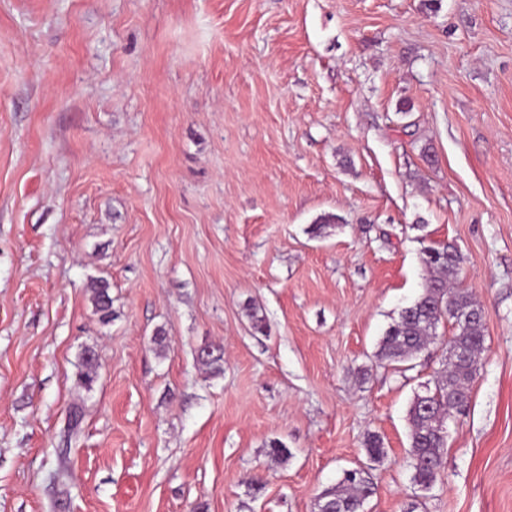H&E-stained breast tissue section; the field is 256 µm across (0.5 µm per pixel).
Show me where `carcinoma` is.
<instances>
[{"mask_svg": "<svg viewBox=\"0 0 512 512\" xmlns=\"http://www.w3.org/2000/svg\"><path fill=\"white\" fill-rule=\"evenodd\" d=\"M422 262L430 272L424 292L403 308L398 319L387 329L379 342L378 361L398 367L425 351L432 343L434 331L448 309L461 316L480 313L473 294L465 288L448 287V277L456 276L463 257L452 243H441L423 251ZM93 303L99 320L112 319V297L109 284L97 280L92 284ZM453 350L445 373L436 377L434 390L417 396L409 410L410 465L412 481L422 487L432 486L443 466L446 437L438 433L436 415H448L466 407L470 400V384L476 374L480 355L484 351V329L480 318L455 325ZM94 352L84 350L78 365L77 379L89 390L98 375ZM365 451L373 461H381L385 451L380 438L368 436ZM375 493V486L361 469L344 472L335 487L325 491L315 504L316 512H363L364 504Z\"/></svg>", "mask_w": 512, "mask_h": 512, "instance_id": "1", "label": "carcinoma"}]
</instances>
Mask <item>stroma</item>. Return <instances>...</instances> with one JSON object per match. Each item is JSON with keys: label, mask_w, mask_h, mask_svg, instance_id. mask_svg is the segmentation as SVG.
I'll return each mask as SVG.
<instances>
[{"label": "stroma", "mask_w": 512, "mask_h": 512, "mask_svg": "<svg viewBox=\"0 0 512 512\" xmlns=\"http://www.w3.org/2000/svg\"><path fill=\"white\" fill-rule=\"evenodd\" d=\"M448 241L485 349L423 490L455 329L376 352ZM359 466L366 512H512V0H0V512H315ZM93 303L99 320L107 323L112 319V297L109 294V285L103 280H96L92 286ZM98 368L94 352L89 348L85 349L76 374L79 384L90 390L97 379Z\"/></svg>", "instance_id": "stroma-1"}]
</instances>
